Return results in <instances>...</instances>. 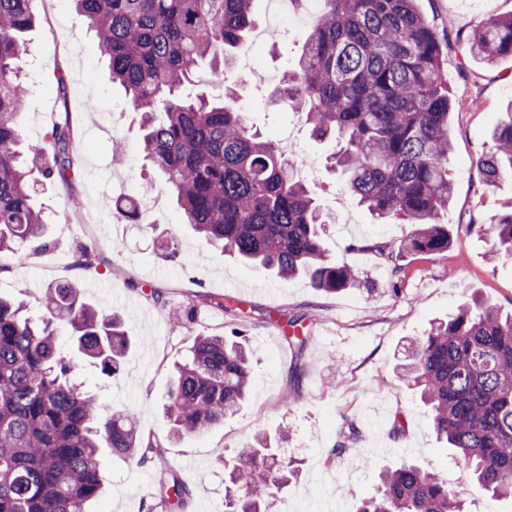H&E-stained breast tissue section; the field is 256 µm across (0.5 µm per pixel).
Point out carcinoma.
Returning a JSON list of instances; mask_svg holds the SVG:
<instances>
[{
	"mask_svg": "<svg viewBox=\"0 0 512 512\" xmlns=\"http://www.w3.org/2000/svg\"><path fill=\"white\" fill-rule=\"evenodd\" d=\"M31 0H0V254L47 246L46 224L28 173L46 181L71 171L69 122L23 145L18 110L28 88L17 61L32 27ZM109 61L112 82L141 113L142 150L162 175L185 223L224 253L281 279L306 276L334 293L356 283L345 265L324 255L331 223L300 179L298 163L265 139L224 100L182 89L207 62L226 75L254 28L255 0H73ZM321 4L294 68L279 92L305 114L318 141L337 140L333 168L357 203L382 221H404L410 233L379 249L392 272L405 254L448 250L451 144L442 46L416 0H317ZM467 54L493 64L512 56V17L493 18L463 38ZM478 161L485 183L512 179V118L493 129ZM493 256L512 258V208L495 224ZM44 316L0 298V512H88L102 489L100 449L149 466L166 442L199 435L239 413L251 382L255 348L248 338L198 336L176 367L165 405L167 436L139 434L134 415L105 408L76 383L72 353L119 372L131 339L121 318L79 301L70 282L50 285ZM432 416L436 439L463 462L471 482L512 501V314L475 299L448 321L431 325L402 364ZM361 437L353 422L339 435L342 454ZM292 462L257 434L225 471L224 512H269L288 486ZM161 498L182 510L195 494L180 474L156 472ZM356 512H465L464 492L437 474L404 463L379 474L377 495Z\"/></svg>",
	"mask_w": 512,
	"mask_h": 512,
	"instance_id": "1",
	"label": "carcinoma"
}]
</instances>
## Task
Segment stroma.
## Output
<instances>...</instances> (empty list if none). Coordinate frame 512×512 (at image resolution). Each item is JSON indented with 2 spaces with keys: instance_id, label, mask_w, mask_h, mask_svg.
Instances as JSON below:
<instances>
[{
  "instance_id": "obj_1",
  "label": "stroma",
  "mask_w": 512,
  "mask_h": 512,
  "mask_svg": "<svg viewBox=\"0 0 512 512\" xmlns=\"http://www.w3.org/2000/svg\"><path fill=\"white\" fill-rule=\"evenodd\" d=\"M418 7L443 43L448 93L464 108L449 120L453 190L439 217L453 243L444 252L408 255L400 273L392 272L377 246L401 240L409 224L378 223L359 207L327 163L334 140L314 141L304 114L275 92L300 55L308 27L286 40L269 33L270 0H256V29L267 37L253 50L249 76H231L250 123L273 140L291 134L299 152L319 164L303 181L336 217L325 230L326 255L357 278L352 288L325 293L307 277L283 281L235 263L184 224L141 150L140 117L123 111L125 92L112 84L94 32L70 0H31L35 25L25 35L22 58L30 94L18 123L24 140L33 142L52 122L71 119L76 164L68 182L35 183L50 247L9 258L0 296L24 302L37 317L47 286L69 281L81 301L118 314L132 338L120 372L105 377L79 355L77 380L107 408L133 411L145 434H166L163 405L172 369L188 357L195 336L249 337L257 354L243 412L206 434L168 443L164 453L167 466L201 487L191 512L207 506L224 512V459L262 429L278 435V447L299 467L271 512L301 506L307 512H355L361 498L374 494L380 471L404 457L449 486H461L465 512H512L511 503L470 483L459 458L436 442L425 407L399 377L409 344L473 297L512 312V260L491 254L493 224L512 201V180L486 185L478 165L491 146L492 127L506 120L505 109L512 106V56L488 66L466 57L459 42L489 19L512 15V0H418ZM129 206L149 210L152 223L123 219ZM169 235L179 245L173 260L156 248L157 238ZM83 248L94 256L92 268L74 264ZM154 290L185 309L183 321L168 319L150 296ZM293 316L310 331L301 350L284 337ZM297 363L303 372L296 380L291 369ZM351 421L363 437L336 453ZM101 462L105 485L94 512H143L150 499L157 502L155 512H170L156 499L153 468L108 452ZM344 489L349 497H341Z\"/></svg>"
}]
</instances>
